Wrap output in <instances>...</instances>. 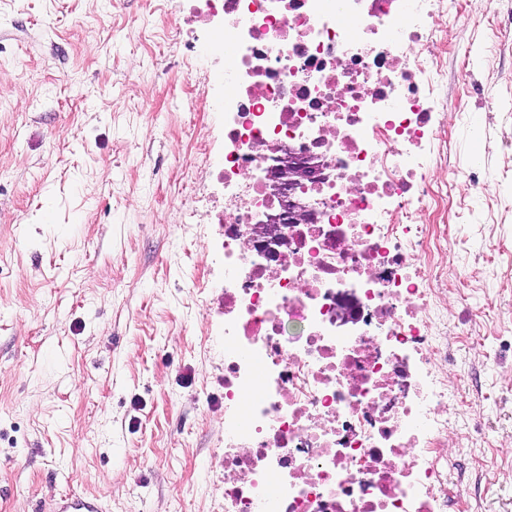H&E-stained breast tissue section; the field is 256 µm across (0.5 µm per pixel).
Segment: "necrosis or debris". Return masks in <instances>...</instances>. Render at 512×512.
Returning <instances> with one entry per match:
<instances>
[{
	"instance_id": "obj_1",
	"label": "necrosis or debris",
	"mask_w": 512,
	"mask_h": 512,
	"mask_svg": "<svg viewBox=\"0 0 512 512\" xmlns=\"http://www.w3.org/2000/svg\"><path fill=\"white\" fill-rule=\"evenodd\" d=\"M224 54V512H444L448 373L411 313L436 6L460 0H197ZM316 152L312 224L271 257L269 149Z\"/></svg>"
}]
</instances>
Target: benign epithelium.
<instances>
[{
	"label": "benign epithelium",
	"instance_id": "obj_1",
	"mask_svg": "<svg viewBox=\"0 0 512 512\" xmlns=\"http://www.w3.org/2000/svg\"><path fill=\"white\" fill-rule=\"evenodd\" d=\"M272 170V191L283 195L282 208L268 213L254 229V234L267 242L282 239V224H307L314 220V208L299 194L309 182L329 177L327 164L321 156L310 154L299 158L293 153L274 149L269 154Z\"/></svg>",
	"mask_w": 512,
	"mask_h": 512
}]
</instances>
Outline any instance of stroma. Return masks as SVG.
I'll list each match as a JSON object with an SVG mask.
<instances>
[{
	"label": "stroma",
	"instance_id": "stroma-1",
	"mask_svg": "<svg viewBox=\"0 0 512 512\" xmlns=\"http://www.w3.org/2000/svg\"><path fill=\"white\" fill-rule=\"evenodd\" d=\"M438 18L447 512H512V0ZM192 0H0V512H224V57ZM479 164L485 196L449 170Z\"/></svg>",
	"mask_w": 512,
	"mask_h": 512
}]
</instances>
